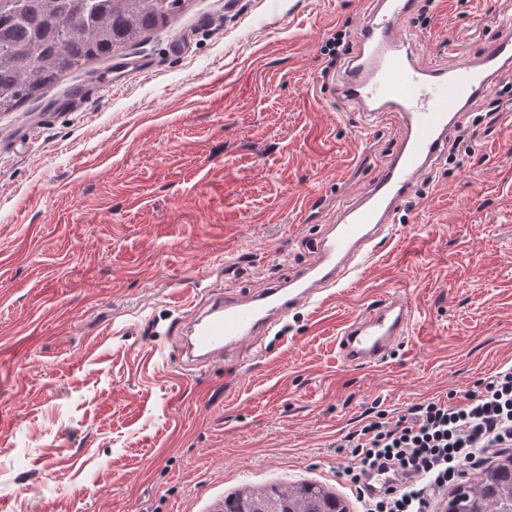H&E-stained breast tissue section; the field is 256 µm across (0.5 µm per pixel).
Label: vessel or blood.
<instances>
[{
	"label": "vessel or blood",
	"mask_w": 512,
	"mask_h": 512,
	"mask_svg": "<svg viewBox=\"0 0 512 512\" xmlns=\"http://www.w3.org/2000/svg\"><path fill=\"white\" fill-rule=\"evenodd\" d=\"M416 0H377L363 27L358 50L342 78L340 93L354 111L399 126L396 151L355 201L342 204L335 223L313 243V258L288 277L248 295L221 287L196 303L195 284L182 288L190 314L177 329L178 357L188 365L234 362L244 344L262 339L293 311L318 303L321 293L360 275L381 244L397 235V215L420 179L435 165L449 130L512 65V21L473 58L449 65L426 62L423 35L403 28ZM411 301L386 293L343 320L336 332L337 357L348 367L381 362L412 328Z\"/></svg>",
	"instance_id": "vessel-or-blood-1"
}]
</instances>
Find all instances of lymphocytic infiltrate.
Wrapping results in <instances>:
<instances>
[{
    "instance_id": "lymphocytic-infiltrate-1",
    "label": "lymphocytic infiltrate",
    "mask_w": 512,
    "mask_h": 512,
    "mask_svg": "<svg viewBox=\"0 0 512 512\" xmlns=\"http://www.w3.org/2000/svg\"><path fill=\"white\" fill-rule=\"evenodd\" d=\"M340 445L352 460L342 476L356 491H363L367 471L376 467L409 477L398 489L367 495L366 512H425L435 491L512 448V366L477 389L415 404L397 420L375 413Z\"/></svg>"
}]
</instances>
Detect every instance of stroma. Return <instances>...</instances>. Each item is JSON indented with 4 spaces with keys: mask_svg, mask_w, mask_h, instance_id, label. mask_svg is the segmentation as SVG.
<instances>
[{
    "mask_svg": "<svg viewBox=\"0 0 512 512\" xmlns=\"http://www.w3.org/2000/svg\"><path fill=\"white\" fill-rule=\"evenodd\" d=\"M372 0H185L108 59L0 112V503L8 512H215L238 490L340 478L371 406L475 388L512 364V121L475 128L482 163L440 158L402 232L358 280L294 311L237 366L182 369L179 285L239 293L313 256L397 126L340 105L337 30L354 52ZM512 0H432L405 26L425 58L477 55ZM188 50L172 54L175 40ZM24 146H17L18 137ZM411 334L373 368L336 355L342 320L388 291Z\"/></svg>",
    "mask_w": 512,
    "mask_h": 512,
    "instance_id": "obj_1",
    "label": "stroma"
}]
</instances>
